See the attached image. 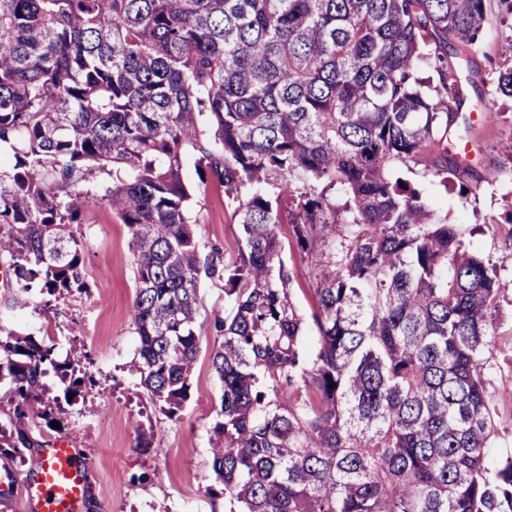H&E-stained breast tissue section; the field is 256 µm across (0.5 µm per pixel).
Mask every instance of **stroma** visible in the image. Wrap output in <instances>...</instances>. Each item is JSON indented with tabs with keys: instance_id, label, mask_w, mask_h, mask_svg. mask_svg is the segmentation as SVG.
I'll list each match as a JSON object with an SVG mask.
<instances>
[{
	"instance_id": "35a3bbf8",
	"label": "stroma",
	"mask_w": 512,
	"mask_h": 512,
	"mask_svg": "<svg viewBox=\"0 0 512 512\" xmlns=\"http://www.w3.org/2000/svg\"><path fill=\"white\" fill-rule=\"evenodd\" d=\"M508 29L499 17L485 28L483 47L473 57L474 74L463 82L466 101H480L481 109L466 113L452 128L456 147H470L474 161L468 182L471 191L460 196L458 182L420 174L407 179L433 202L449 223L482 226L470 237L471 248L496 264L503 280L512 281V224L501 218L512 210V101L499 97L494 73L503 60L499 48ZM495 182H486L488 173ZM185 183L192 191L190 217L203 244L220 248L225 259H235L240 229L225 209L215 185H202L193 159H186ZM73 233L85 245L88 287L71 291L49 308L34 312L28 294L19 288H0V327L14 334L50 339L58 361H73L76 376L90 380L88 390L69 396L68 384L55 373L41 380L61 431L43 429V439L64 435L79 457L91 465L86 512H226L223 496L210 495L216 487L209 440L220 409L222 387L211 366L210 354L221 339L212 327L224 312L222 281L201 278L204 330L201 353L189 379V398L175 417L160 411L135 370L137 336L129 309L135 296V256L124 224L108 201L87 210ZM283 260L294 272V301L299 312L311 314L314 299L305 263L296 253L288 231H281ZM497 330L487 351L492 372L489 391L497 409V445L512 450V288L506 290L496 316ZM152 434L148 449L137 446L138 430ZM43 459L32 448L23 457L0 454V472L13 480L0 487V512H28L25 484Z\"/></svg>"
}]
</instances>
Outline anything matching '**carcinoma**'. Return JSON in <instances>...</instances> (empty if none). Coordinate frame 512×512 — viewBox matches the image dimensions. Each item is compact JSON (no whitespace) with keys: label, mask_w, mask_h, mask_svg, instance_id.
Instances as JSON below:
<instances>
[{"label":"carcinoma","mask_w":512,"mask_h":512,"mask_svg":"<svg viewBox=\"0 0 512 512\" xmlns=\"http://www.w3.org/2000/svg\"><path fill=\"white\" fill-rule=\"evenodd\" d=\"M490 2L0 0V256L25 293L86 287L68 227L108 201L136 253V370L168 417L200 353V279L224 281L212 470L234 512H512L484 359L506 282L398 176L470 175L448 150L451 59L481 49ZM496 92L512 100V66ZM189 156L238 218L232 262L192 227ZM48 366L72 369L0 340V452L44 446L29 427ZM280 237L283 241L284 252L283 260L288 268L294 272L293 288L294 301L299 312L305 315L306 333L315 335L316 329L311 318V312L314 306L313 292L309 288L312 287L311 280L308 276V270L305 263H302L296 253L295 241L291 239L288 233V224H282Z\"/></svg>","instance_id":"carcinoma-1"}]
</instances>
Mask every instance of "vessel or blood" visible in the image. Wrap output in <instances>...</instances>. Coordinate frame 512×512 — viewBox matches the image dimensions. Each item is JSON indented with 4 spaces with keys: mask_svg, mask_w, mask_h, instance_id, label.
<instances>
[{
    "mask_svg": "<svg viewBox=\"0 0 512 512\" xmlns=\"http://www.w3.org/2000/svg\"><path fill=\"white\" fill-rule=\"evenodd\" d=\"M44 454L33 481L26 488L30 512H84L89 464L78 461L67 440H53Z\"/></svg>",
    "mask_w": 512,
    "mask_h": 512,
    "instance_id": "vessel-or-blood-1",
    "label": "vessel or blood"
}]
</instances>
